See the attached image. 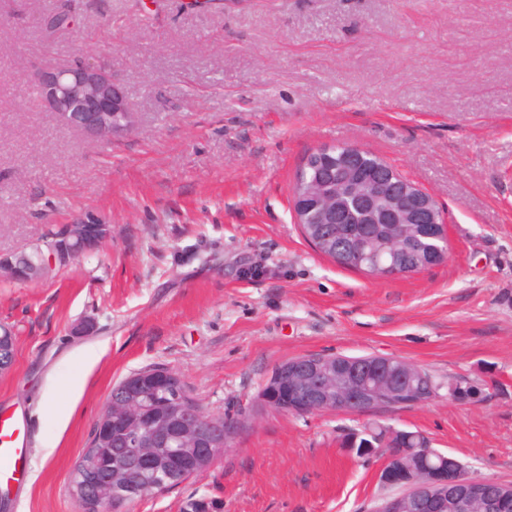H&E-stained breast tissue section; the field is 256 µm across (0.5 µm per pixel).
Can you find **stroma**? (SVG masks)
Masks as SVG:
<instances>
[{
    "instance_id": "obj_1",
    "label": "stroma",
    "mask_w": 512,
    "mask_h": 512,
    "mask_svg": "<svg viewBox=\"0 0 512 512\" xmlns=\"http://www.w3.org/2000/svg\"><path fill=\"white\" fill-rule=\"evenodd\" d=\"M60 2L0 0V252L87 213L112 236L45 278H0L16 341L0 411L35 431L0 512H80L69 476L95 422L152 366L240 428L202 475L124 512H369L382 461L341 446L368 422L512 484V0H75L48 44L35 17ZM82 55L110 62L138 114L112 140L60 125L29 75ZM337 144L434 197L445 261L375 278L309 247L291 184ZM308 354L395 356L488 396L358 417L259 407L272 369Z\"/></svg>"
}]
</instances>
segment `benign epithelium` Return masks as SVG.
Wrapping results in <instances>:
<instances>
[{
  "instance_id": "1",
  "label": "benign epithelium",
  "mask_w": 512,
  "mask_h": 512,
  "mask_svg": "<svg viewBox=\"0 0 512 512\" xmlns=\"http://www.w3.org/2000/svg\"><path fill=\"white\" fill-rule=\"evenodd\" d=\"M31 76L40 91L44 108L90 140H110L136 123L125 91L112 71L95 57L69 65L37 64ZM325 164L313 181L298 184L302 196L312 199L303 223L312 225L316 241L345 254L375 251L383 240V226L422 224L431 239L448 249L446 218L435 199L414 183L399 180L387 167L361 166L351 148L337 151L329 146L312 151ZM112 236V227L96 215H83L56 226L47 250L38 261L17 266L13 254H0V275L29 282L67 268L73 261L90 257ZM0 373L14 356L12 331L0 327ZM395 361L387 356H306L292 366H278L260 393V403L277 412V395L266 389L290 383L288 411L307 415L333 411L361 415L376 407L403 408L420 401L398 388L387 372ZM124 403L112 405V413L124 420L116 435L121 448L112 456L108 475L82 479L76 494L83 512H121L126 501L161 494L190 477L205 472L230 446L232 434L224 422L201 410L186 411L176 392H164L167 411L142 423L137 411L144 396L126 389ZM378 481L387 489L369 512H503L512 504V485L471 476L457 463L451 474L420 475L406 490L391 493L398 484L387 466Z\"/></svg>"
}]
</instances>
